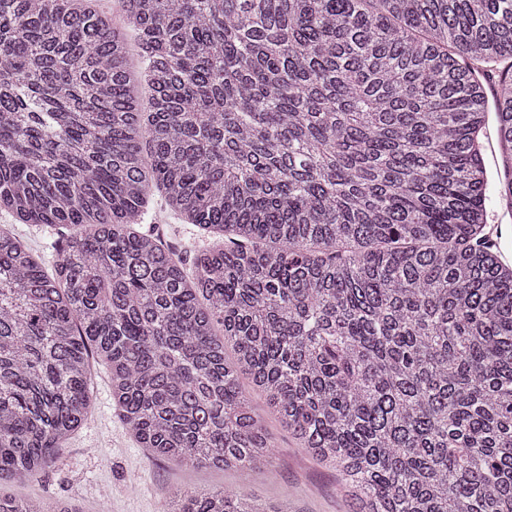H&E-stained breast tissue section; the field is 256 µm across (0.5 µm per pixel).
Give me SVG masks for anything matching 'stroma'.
Masks as SVG:
<instances>
[{"label": "stroma", "mask_w": 512, "mask_h": 512, "mask_svg": "<svg viewBox=\"0 0 512 512\" xmlns=\"http://www.w3.org/2000/svg\"><path fill=\"white\" fill-rule=\"evenodd\" d=\"M146 223L174 235L179 250L193 252L201 241L196 228L171 214L161 194H153ZM94 397L85 423L61 449L57 468L25 488L2 485L0 492L63 499L83 512H161L162 501L176 487L210 491L223 486L242 489L257 503L278 500L290 512H351L335 470L305 455L281 423L265 416L276 448L274 480L250 475H221L208 470L189 472L152 458L127 431L112 404L108 373L92 367Z\"/></svg>", "instance_id": "35a3bbf8"}]
</instances>
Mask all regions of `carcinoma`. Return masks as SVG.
Here are the masks:
<instances>
[{
  "instance_id": "cac0c4a2",
  "label": "carcinoma",
  "mask_w": 512,
  "mask_h": 512,
  "mask_svg": "<svg viewBox=\"0 0 512 512\" xmlns=\"http://www.w3.org/2000/svg\"><path fill=\"white\" fill-rule=\"evenodd\" d=\"M73 2L0 0V213L81 228L48 272L0 225V482L56 465L94 360L156 459L273 475L242 370L354 512H512V0ZM155 190L217 241L139 223ZM495 127H496L495 114L492 113V121L490 124V138H489L490 147H488V150H487V157H488L489 167H490V171H491V178H490L489 186L487 189L486 205H487V208L489 206H491L492 208H496L498 210H504V207H502L500 205L499 200L497 198V184L498 183H497V179H496V175H495V166L493 163V157L495 159V152H494V149H495V142H494Z\"/></svg>"
}]
</instances>
